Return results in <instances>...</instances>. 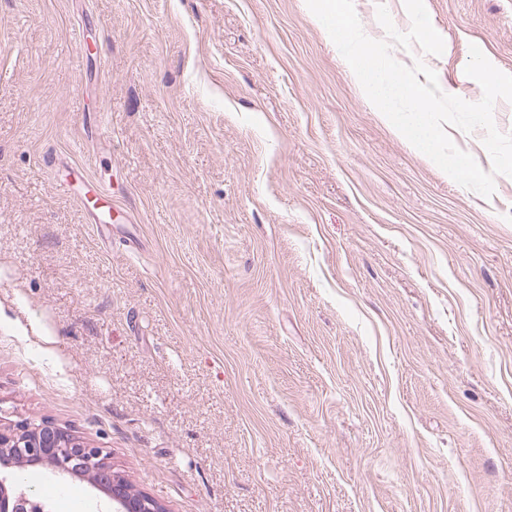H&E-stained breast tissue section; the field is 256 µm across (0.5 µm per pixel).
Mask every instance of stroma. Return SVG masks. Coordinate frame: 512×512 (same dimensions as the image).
<instances>
[{"mask_svg":"<svg viewBox=\"0 0 512 512\" xmlns=\"http://www.w3.org/2000/svg\"><path fill=\"white\" fill-rule=\"evenodd\" d=\"M424 3L398 62L512 75V0ZM0 409L169 512H512V177L416 151L306 0H0Z\"/></svg>","mask_w":512,"mask_h":512,"instance_id":"35a3bbf8","label":"stroma"}]
</instances>
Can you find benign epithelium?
<instances>
[{
	"label": "benign epithelium",
	"instance_id": "obj_1",
	"mask_svg": "<svg viewBox=\"0 0 512 512\" xmlns=\"http://www.w3.org/2000/svg\"><path fill=\"white\" fill-rule=\"evenodd\" d=\"M109 454L49 420L4 421L0 416V512H49L50 496L16 484V470L43 467L60 478L83 477L112 502V512H168L160 501L135 493L108 462Z\"/></svg>",
	"mask_w": 512,
	"mask_h": 512
}]
</instances>
